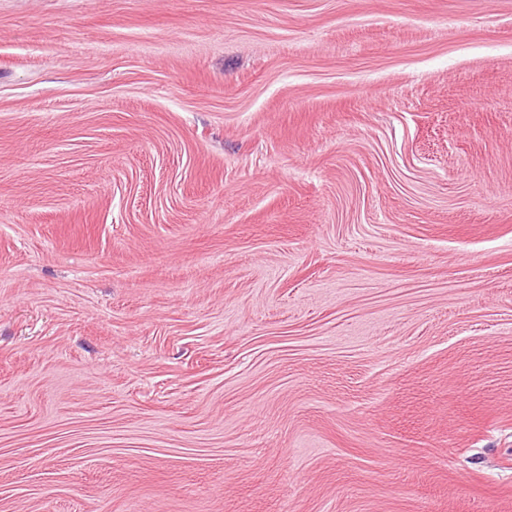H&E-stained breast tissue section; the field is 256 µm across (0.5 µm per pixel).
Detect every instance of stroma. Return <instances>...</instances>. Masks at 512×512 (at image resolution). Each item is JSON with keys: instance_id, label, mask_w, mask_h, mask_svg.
Here are the masks:
<instances>
[{"instance_id": "stroma-1", "label": "stroma", "mask_w": 512, "mask_h": 512, "mask_svg": "<svg viewBox=\"0 0 512 512\" xmlns=\"http://www.w3.org/2000/svg\"><path fill=\"white\" fill-rule=\"evenodd\" d=\"M0 512H512V0H0Z\"/></svg>"}]
</instances>
